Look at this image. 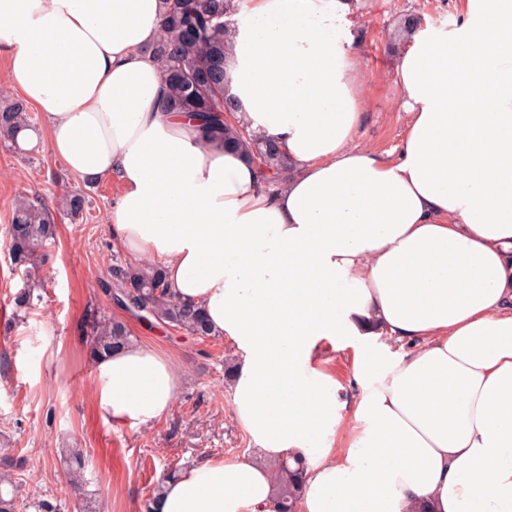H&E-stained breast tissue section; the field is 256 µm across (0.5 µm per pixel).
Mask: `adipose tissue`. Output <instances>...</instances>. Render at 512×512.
I'll list each match as a JSON object with an SVG mask.
<instances>
[{
    "mask_svg": "<svg viewBox=\"0 0 512 512\" xmlns=\"http://www.w3.org/2000/svg\"><path fill=\"white\" fill-rule=\"evenodd\" d=\"M357 2L251 0L235 19L233 120L292 166L269 189L168 110L162 0H0L9 82L45 119L19 144L112 181L113 241L161 259L240 357L234 413L263 462L186 466L156 512H271L267 463L290 454L304 512H512V0H460V23L415 35L393 157L354 143ZM345 336L357 399L321 370L322 340ZM93 378L106 424L159 419L180 381L137 345Z\"/></svg>",
    "mask_w": 512,
    "mask_h": 512,
    "instance_id": "ef3b65f1",
    "label": "adipose tissue"
}]
</instances>
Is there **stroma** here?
I'll return each instance as SVG.
<instances>
[{
  "label": "stroma",
  "mask_w": 512,
  "mask_h": 512,
  "mask_svg": "<svg viewBox=\"0 0 512 512\" xmlns=\"http://www.w3.org/2000/svg\"><path fill=\"white\" fill-rule=\"evenodd\" d=\"M456 0H360L354 17L364 112L358 144L394 151L407 118L399 107L395 65L412 44L404 23L452 25ZM85 199L82 222L56 207L62 191ZM43 194L58 238L33 270L15 267L3 233L19 194ZM118 189L112 182L71 176L49 144L30 150L0 146V455L24 458L11 477L22 512H144L164 471L208 457L259 461L247 429L236 419L224 368L238 356L231 342L201 340L164 326L148 327L118 307L108 288L119 254L107 217ZM37 295L30 312L13 296L25 285ZM124 322L134 344L169 355L183 382L169 412L150 425L102 423L92 395L93 364L85 340L94 322ZM85 459L82 494L69 491L66 450Z\"/></svg>",
  "instance_id": "35a3bbf8"
}]
</instances>
